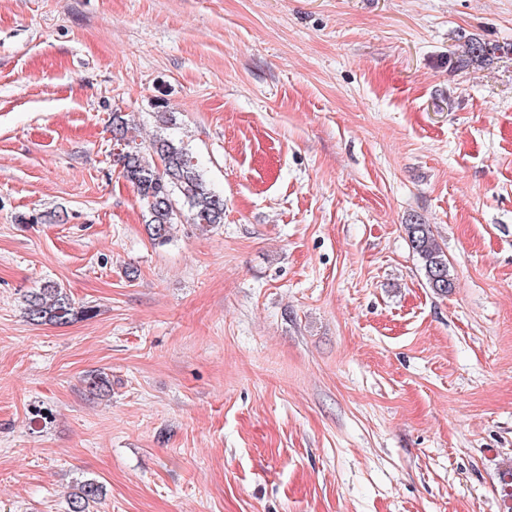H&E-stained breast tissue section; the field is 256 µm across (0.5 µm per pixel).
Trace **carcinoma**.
Wrapping results in <instances>:
<instances>
[{"instance_id":"obj_1","label":"carcinoma","mask_w":512,"mask_h":512,"mask_svg":"<svg viewBox=\"0 0 512 512\" xmlns=\"http://www.w3.org/2000/svg\"><path fill=\"white\" fill-rule=\"evenodd\" d=\"M494 52L480 39L469 37L461 51L448 58V65L461 69L483 64L491 61ZM136 132L137 125L129 115L112 113L113 162L143 203V221L151 240L160 245L169 242L184 210L187 220L202 227L224 223V196L209 186L188 146L162 134L147 144L139 143ZM404 230L430 288L444 294L450 292L454 288L451 264L430 225L413 222L404 225ZM25 313L36 325H64L88 314V310L76 308L62 288L48 281L27 295ZM85 382L92 394H100L109 386L102 371L90 372ZM101 497L102 486L95 480H86L69 501V512H90V504Z\"/></svg>"}]
</instances>
